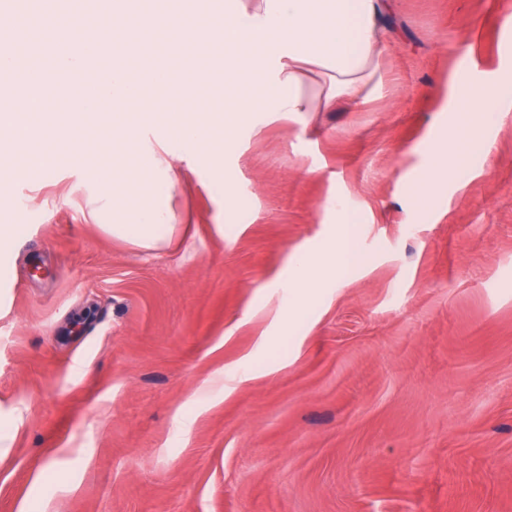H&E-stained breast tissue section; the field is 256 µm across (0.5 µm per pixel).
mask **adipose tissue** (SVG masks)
<instances>
[{
    "label": "adipose tissue",
    "mask_w": 512,
    "mask_h": 512,
    "mask_svg": "<svg viewBox=\"0 0 512 512\" xmlns=\"http://www.w3.org/2000/svg\"><path fill=\"white\" fill-rule=\"evenodd\" d=\"M388 8V0H225L224 20L217 26L189 27L177 14L161 16L133 10L117 13L111 30L93 37L87 36L76 15L40 13L29 17L28 22L74 34L68 58L74 65H92L101 46L111 44L112 74L100 94L129 105L120 122L123 128L131 130L144 123L145 117L138 111L144 86L158 89L180 80L177 70L157 69L145 56L140 57L138 69L122 65V58L130 53L127 33L132 29L144 34L170 31V50L175 55L199 43L222 44L225 89L235 90L247 80L259 78L268 91V111L285 114L302 127L310 113L369 99L378 60L386 49L383 20ZM509 99L511 78L486 88L467 77L455 76L450 105L454 131L430 142L429 152L438 167L423 173L409 189L419 209H427L440 174L457 175L464 160L487 153L481 130L499 119V104ZM237 106V111L215 114L204 122L192 117L168 121L154 141L142 144L145 170L151 185L159 189L158 198L136 221L104 225V232L149 253L165 249L176 231L169 192L174 184L172 161L177 146L205 140L221 127L231 135L256 129L260 116L250 111L247 99H239ZM0 129L25 149L19 162L7 154L0 156V166L21 171L53 166L55 152L33 142L27 124L16 114L1 113Z\"/></svg>",
    "instance_id": "1"
}]
</instances>
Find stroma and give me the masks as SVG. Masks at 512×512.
Wrapping results in <instances>:
<instances>
[{"instance_id":"obj_1","label":"stroma","mask_w":512,"mask_h":512,"mask_svg":"<svg viewBox=\"0 0 512 512\" xmlns=\"http://www.w3.org/2000/svg\"><path fill=\"white\" fill-rule=\"evenodd\" d=\"M511 11L390 0L370 101L200 147L170 249L103 232L87 143L8 181L0 512H512V103L431 209L407 193L450 78L512 77ZM332 196L369 261L294 301ZM286 285L288 288V279L291 288H300L303 290L314 288L315 272L312 268L307 255L295 258L286 272Z\"/></svg>"}]
</instances>
